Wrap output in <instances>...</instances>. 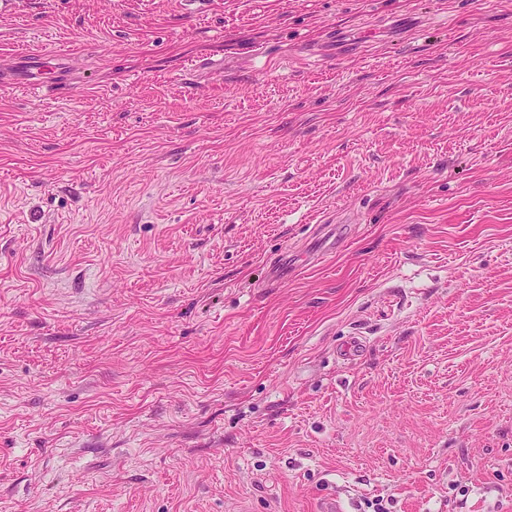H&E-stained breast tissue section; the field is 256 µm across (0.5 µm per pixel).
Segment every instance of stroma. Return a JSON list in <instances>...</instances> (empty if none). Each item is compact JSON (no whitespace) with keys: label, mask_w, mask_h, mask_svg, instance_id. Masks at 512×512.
Wrapping results in <instances>:
<instances>
[{"label":"stroma","mask_w":512,"mask_h":512,"mask_svg":"<svg viewBox=\"0 0 512 512\" xmlns=\"http://www.w3.org/2000/svg\"><path fill=\"white\" fill-rule=\"evenodd\" d=\"M10 2L0 512H512V0Z\"/></svg>","instance_id":"stroma-1"}]
</instances>
